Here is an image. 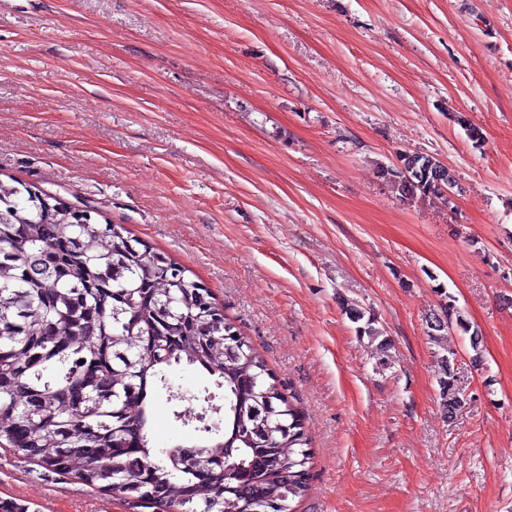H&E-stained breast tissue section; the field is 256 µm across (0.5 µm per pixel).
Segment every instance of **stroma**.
I'll list each match as a JSON object with an SVG mask.
<instances>
[{
    "instance_id": "stroma-1",
    "label": "stroma",
    "mask_w": 512,
    "mask_h": 512,
    "mask_svg": "<svg viewBox=\"0 0 512 512\" xmlns=\"http://www.w3.org/2000/svg\"><path fill=\"white\" fill-rule=\"evenodd\" d=\"M403 151L452 171L451 205L379 178ZM0 181L124 225L209 287L312 437L297 512H512V0H0ZM443 290L482 365L467 336H428ZM446 349L467 396L451 419ZM168 377L192 397L158 392L160 448L197 438L175 414L214 387ZM0 501L130 512L4 449ZM446 352V355L442 354L438 357L440 374L437 382L439 386V404L444 414L451 419L467 403V396L458 386V379L454 369L456 353L447 349Z\"/></svg>"
}]
</instances>
